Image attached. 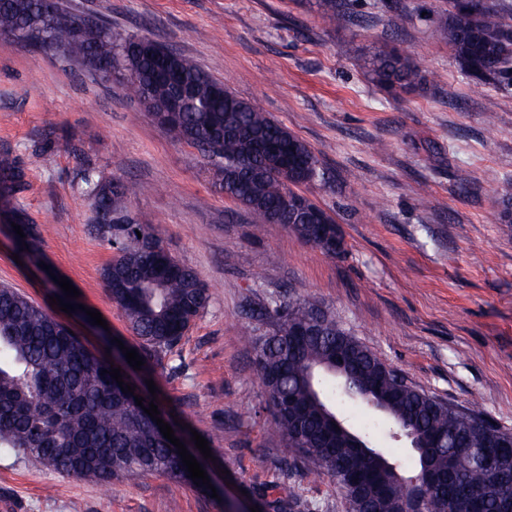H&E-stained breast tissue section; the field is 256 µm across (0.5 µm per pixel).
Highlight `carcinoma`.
<instances>
[{"mask_svg": "<svg viewBox=\"0 0 512 512\" xmlns=\"http://www.w3.org/2000/svg\"><path fill=\"white\" fill-rule=\"evenodd\" d=\"M322 18L334 28L346 20L343 0H320ZM464 74L497 87L512 85V29L488 0L472 15L456 12L441 25ZM0 37L40 40L51 50L84 63L103 61L122 88L175 137L200 147L224 195L260 224H283L301 242L318 243L330 258L336 222L319 223L324 208L300 191L322 179L310 148L256 104L229 90L217 97L218 80L191 58L159 45L167 66L190 91V105L173 120L157 110L175 96L154 78L156 59L141 56L132 36L112 33L106 23L77 21L58 0H0ZM372 80L391 91L415 86L418 70L407 55L378 50L367 58ZM95 213L94 231L115 256L102 269L112 303L138 340L143 361L163 358L205 309L209 294L197 271L162 251L148 224L131 212L142 187L120 179L83 177ZM22 169L0 156V197L16 194ZM14 223L24 237L17 247L36 254L41 235L20 209ZM272 322L271 332L250 333L263 396L292 462L328 476L349 512H402L409 486L431 470L447 477L429 496L426 512H512V439L494 448L496 466L484 468L475 448L488 447L498 426L472 406L459 408L408 384L398 372L316 304L284 296L250 310ZM313 324L314 336H294ZM112 365L83 347L49 310L10 286H0V447L11 448L36 468L75 480L109 485L119 478L162 474L188 478L178 449L134 396L101 371ZM377 413L393 436L408 438L411 463L402 465L387 448L372 446L369 433L349 426L338 432L336 397Z\"/></svg>", "mask_w": 512, "mask_h": 512, "instance_id": "carcinoma-1", "label": "carcinoma"}]
</instances>
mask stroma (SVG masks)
Here are the masks:
<instances>
[{
    "label": "stroma",
    "instance_id": "stroma-1",
    "mask_svg": "<svg viewBox=\"0 0 512 512\" xmlns=\"http://www.w3.org/2000/svg\"><path fill=\"white\" fill-rule=\"evenodd\" d=\"M79 18L147 36L192 57L238 97L303 140L325 174L307 195L331 211L345 252L330 258L287 227L255 229L224 196L202 151L165 132L117 80L29 44L0 42V155L25 186L0 199V285L41 306L53 277L79 289L68 325L98 354L105 337L136 345L102 281L112 252L93 232L81 177L146 184L132 203L165 248L209 288L205 310L162 364L135 372L155 382L183 441L200 433L202 460L223 499L167 477L130 475L104 486L28 466L0 447V512H242L295 492L293 512H347L331 479L288 465L270 426L254 363L239 330L246 309L283 291L318 304L413 385L459 405L479 402L512 431V89L466 77L440 35L449 0H345L328 27L318 0H61ZM388 45L410 55L419 79L391 97L363 60ZM495 123H487V114ZM22 209L40 253L15 262L11 226ZM98 310L105 326L86 317ZM351 427L410 460L406 438L347 402Z\"/></svg>",
    "mask_w": 512,
    "mask_h": 512
}]
</instances>
